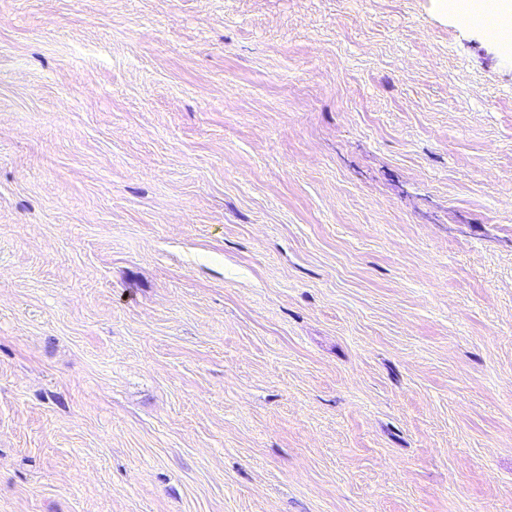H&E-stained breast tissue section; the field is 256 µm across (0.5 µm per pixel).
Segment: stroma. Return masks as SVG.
I'll list each match as a JSON object with an SVG mask.
<instances>
[{"label":"stroma","instance_id":"stroma-1","mask_svg":"<svg viewBox=\"0 0 512 512\" xmlns=\"http://www.w3.org/2000/svg\"><path fill=\"white\" fill-rule=\"evenodd\" d=\"M0 512H512V48L0 0Z\"/></svg>","mask_w":512,"mask_h":512}]
</instances>
